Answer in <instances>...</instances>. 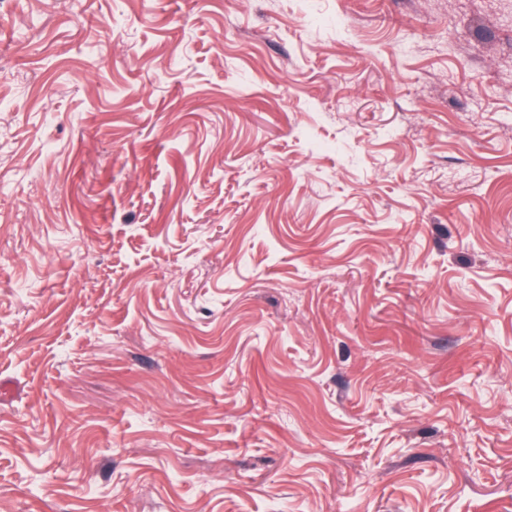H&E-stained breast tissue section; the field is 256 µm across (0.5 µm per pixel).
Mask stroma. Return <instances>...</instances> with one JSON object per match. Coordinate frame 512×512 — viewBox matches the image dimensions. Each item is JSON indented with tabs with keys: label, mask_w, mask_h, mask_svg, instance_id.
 Masks as SVG:
<instances>
[{
	"label": "stroma",
	"mask_w": 512,
	"mask_h": 512,
	"mask_svg": "<svg viewBox=\"0 0 512 512\" xmlns=\"http://www.w3.org/2000/svg\"><path fill=\"white\" fill-rule=\"evenodd\" d=\"M0 512H512V0H0Z\"/></svg>",
	"instance_id": "1"
}]
</instances>
